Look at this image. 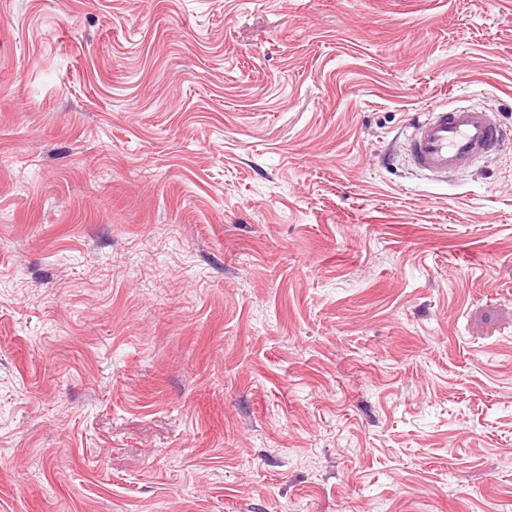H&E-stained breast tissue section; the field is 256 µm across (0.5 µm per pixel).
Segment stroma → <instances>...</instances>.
I'll list each match as a JSON object with an SVG mask.
<instances>
[{"label":"stroma","mask_w":512,"mask_h":512,"mask_svg":"<svg viewBox=\"0 0 512 512\" xmlns=\"http://www.w3.org/2000/svg\"><path fill=\"white\" fill-rule=\"evenodd\" d=\"M512 0H0V512H512ZM502 137L501 126L488 112L477 109L430 112L409 135L408 155L418 170L446 177L495 151Z\"/></svg>","instance_id":"35a3bbf8"}]
</instances>
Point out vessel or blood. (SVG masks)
<instances>
[{
	"mask_svg": "<svg viewBox=\"0 0 512 512\" xmlns=\"http://www.w3.org/2000/svg\"><path fill=\"white\" fill-rule=\"evenodd\" d=\"M503 137L489 113L477 109L428 113L408 137L412 165L436 177L466 169L495 151Z\"/></svg>",
	"mask_w": 512,
	"mask_h": 512,
	"instance_id": "b4317fda",
	"label": "vessel or blood"
}]
</instances>
